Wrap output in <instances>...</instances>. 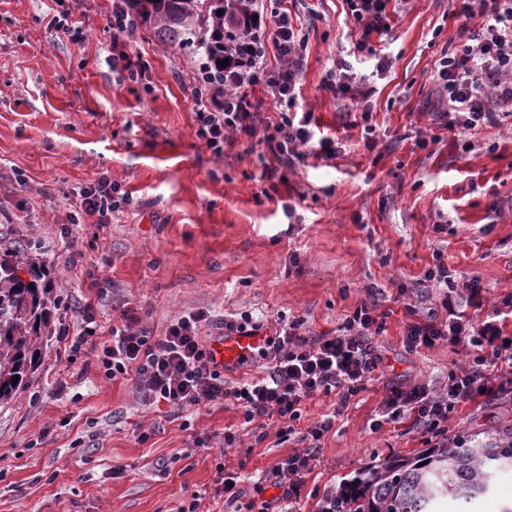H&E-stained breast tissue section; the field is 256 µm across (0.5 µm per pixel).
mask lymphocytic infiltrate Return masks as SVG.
<instances>
[{"mask_svg": "<svg viewBox=\"0 0 512 512\" xmlns=\"http://www.w3.org/2000/svg\"><path fill=\"white\" fill-rule=\"evenodd\" d=\"M391 0H346L349 15L361 35L354 51L377 59V73H385L391 60L377 52L372 34L387 35ZM473 25L461 49L439 58L433 78L448 95L444 126L467 135L486 125H498L501 111L512 112V0H476L467 7ZM270 36L258 26L241 29L235 52L224 69L222 84L196 83L193 104L196 135L212 153L224 152L231 134L261 136L269 151L279 158L330 160L336 158L335 140L317 135L312 113L300 112L298 98L306 60L307 41L288 12L271 17ZM275 50L279 64L268 67L265 57ZM333 96L349 99L362 107L365 148L375 146L371 124L373 88L350 63L340 64L327 85ZM266 92L279 110V118L263 123L256 90ZM130 196L115 182L103 180L84 191L74 223L91 219L109 223L113 213L129 205ZM446 312L442 321L434 319L407 323L404 344L409 351L434 348L441 342L467 346L472 360L467 368L448 372V390L436 395L425 384H392L383 400V421L413 418L428 432L440 431L449 413L503 383L512 384V336L505 334L501 310L482 317L458 311L451 298H443ZM211 327L220 334L252 335L261 330L252 315L239 319L217 318L197 309L175 316L163 336H152L136 322L113 328L111 339L101 346L97 357L105 376L128 377L140 398L149 405L164 403L176 413L197 409L224 399H232L243 410L246 424L266 428L275 422L281 438L295 434L303 404L318 395H335L337 407H345L352 397L365 390L380 358L371 342L382 331L383 319L368 304L347 314L335 334L312 336L302 324L291 321L265 340L256 356L268 363L265 377L229 385L224 369L211 355L202 329ZM335 422L334 414L324 415L304 433H296L303 450L288 454L275 467L274 488L278 493L264 499L259 512H287V503L299 499L304 477L320 450L319 442Z\"/></svg>", "mask_w": 512, "mask_h": 512, "instance_id": "obj_1", "label": "lymphocytic infiltrate"}]
</instances>
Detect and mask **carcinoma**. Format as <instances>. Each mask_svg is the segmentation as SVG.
I'll return each instance as SVG.
<instances>
[{
  "instance_id": "obj_1",
  "label": "carcinoma",
  "mask_w": 512,
  "mask_h": 512,
  "mask_svg": "<svg viewBox=\"0 0 512 512\" xmlns=\"http://www.w3.org/2000/svg\"><path fill=\"white\" fill-rule=\"evenodd\" d=\"M251 0H124L128 15L152 24L155 38L184 46L206 59V79L220 74L229 18L250 10ZM223 14H217V11ZM40 259L0 253V403L25 386L38 357L41 327L47 325L48 289L40 287ZM19 376L17 384L12 377ZM512 471V428L485 438L458 435L445 444L405 457L392 455L381 464L344 481L331 492L336 506L351 512H454L471 507L494 489L499 475Z\"/></svg>"
}]
</instances>
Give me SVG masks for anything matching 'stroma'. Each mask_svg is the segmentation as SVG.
<instances>
[{
  "label": "stroma",
  "instance_id": "stroma-1",
  "mask_svg": "<svg viewBox=\"0 0 512 512\" xmlns=\"http://www.w3.org/2000/svg\"><path fill=\"white\" fill-rule=\"evenodd\" d=\"M296 14L308 40L299 109L341 143L336 159L286 164L258 140L214 155L196 136L190 83L199 58L160 45L138 24L125 50L147 68L130 82L112 64V0H0V252L42 259L53 300L51 330L78 334L93 298L104 342L123 317L163 335L171 319L207 308L251 313L273 334L278 320L336 330L361 302L384 311L373 342L375 379L321 440L294 512H319L329 490L392 456L433 447L438 436L406 418L374 429L385 383L444 389L464 347L403 346L409 319L427 320L443 295L466 301L478 282L483 308L512 296V122L470 137L441 127L448 100L434 62L460 43L463 0H409L382 43L392 66L374 77L376 145L361 138L355 102L326 90L342 49L359 38L344 0H273ZM67 15L79 39L57 37ZM438 143L419 148L422 137ZM278 168L275 177L265 168ZM132 198L110 224H76L79 193L100 177ZM450 290L430 286L436 262ZM243 411L216 402L185 418L147 406L130 379L104 377L90 350L44 341L26 385L0 404V512H250L255 484L270 486L298 449L244 432ZM512 425V387L450 413L445 436ZM240 432L225 447L226 430ZM208 436L192 445V434ZM240 476L224 497L223 469Z\"/></svg>",
  "mask_w": 512,
  "mask_h": 512
}]
</instances>
